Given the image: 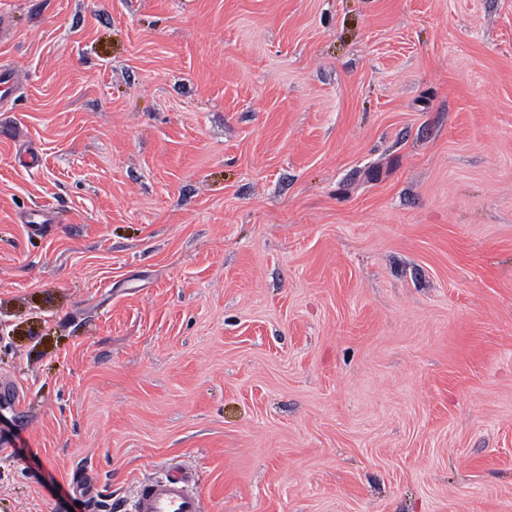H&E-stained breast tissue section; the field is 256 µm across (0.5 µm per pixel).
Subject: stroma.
<instances>
[{
  "instance_id": "1",
  "label": "stroma",
  "mask_w": 512,
  "mask_h": 512,
  "mask_svg": "<svg viewBox=\"0 0 512 512\" xmlns=\"http://www.w3.org/2000/svg\"><path fill=\"white\" fill-rule=\"evenodd\" d=\"M0 4V512H512V0ZM128 512H205L195 475L179 465L140 483L132 494Z\"/></svg>"
}]
</instances>
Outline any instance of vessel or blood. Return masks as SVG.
I'll return each instance as SVG.
<instances>
[{
  "label": "vessel or blood",
  "mask_w": 512,
  "mask_h": 512,
  "mask_svg": "<svg viewBox=\"0 0 512 512\" xmlns=\"http://www.w3.org/2000/svg\"><path fill=\"white\" fill-rule=\"evenodd\" d=\"M128 512H205V503L196 476L176 465L140 483Z\"/></svg>",
  "instance_id": "obj_1"
}]
</instances>
